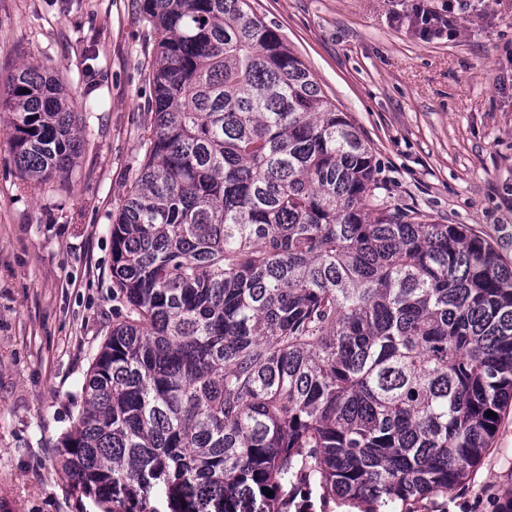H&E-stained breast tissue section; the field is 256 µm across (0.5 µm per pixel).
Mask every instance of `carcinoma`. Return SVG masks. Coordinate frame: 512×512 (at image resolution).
Segmentation results:
<instances>
[{"instance_id":"carcinoma-1","label":"carcinoma","mask_w":512,"mask_h":512,"mask_svg":"<svg viewBox=\"0 0 512 512\" xmlns=\"http://www.w3.org/2000/svg\"><path fill=\"white\" fill-rule=\"evenodd\" d=\"M143 12L154 121L112 225L124 313L62 441L74 485L101 512H280L297 480L402 512L451 493L512 405V264L382 208L373 148L247 0ZM5 108L22 173L70 169L56 79L22 65Z\"/></svg>"}]
</instances>
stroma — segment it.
<instances>
[{
  "label": "stroma",
  "mask_w": 512,
  "mask_h": 512,
  "mask_svg": "<svg viewBox=\"0 0 512 512\" xmlns=\"http://www.w3.org/2000/svg\"><path fill=\"white\" fill-rule=\"evenodd\" d=\"M142 0H0V98L30 62L95 101L68 173L37 185L14 165L0 112V512H100L58 441L89 366L124 311L111 228L153 121L155 33ZM370 142L389 209L464 224L512 263V0H467L431 40L395 21L404 0H249ZM512 492V409L491 450L419 512Z\"/></svg>",
  "instance_id": "35a3bbf8"
}]
</instances>
